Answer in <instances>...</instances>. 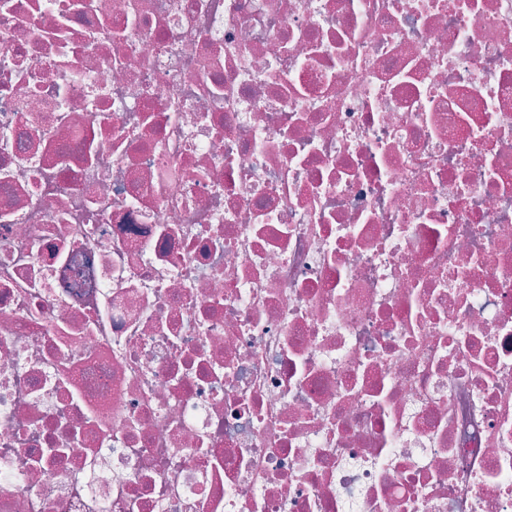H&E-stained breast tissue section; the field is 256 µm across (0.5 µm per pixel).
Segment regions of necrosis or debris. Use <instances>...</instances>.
Wrapping results in <instances>:
<instances>
[{
    "label": "necrosis or debris",
    "instance_id": "obj_1",
    "mask_svg": "<svg viewBox=\"0 0 512 512\" xmlns=\"http://www.w3.org/2000/svg\"><path fill=\"white\" fill-rule=\"evenodd\" d=\"M0 512H512V0H0Z\"/></svg>",
    "mask_w": 512,
    "mask_h": 512
}]
</instances>
